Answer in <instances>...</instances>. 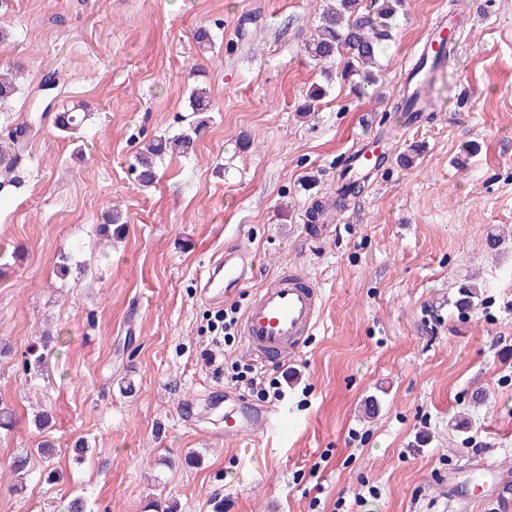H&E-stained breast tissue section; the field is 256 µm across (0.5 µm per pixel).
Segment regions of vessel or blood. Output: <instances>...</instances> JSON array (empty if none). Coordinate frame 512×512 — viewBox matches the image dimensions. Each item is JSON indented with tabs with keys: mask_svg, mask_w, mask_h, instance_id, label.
<instances>
[{
	"mask_svg": "<svg viewBox=\"0 0 512 512\" xmlns=\"http://www.w3.org/2000/svg\"><path fill=\"white\" fill-rule=\"evenodd\" d=\"M256 266L249 248L225 249L210 264L200 285L201 296L221 302L225 289L246 283ZM323 302L321 289L307 276L284 272L258 289L242 319V334L256 361L276 364L296 353L317 326ZM235 401V408L225 417V435H250L262 428L287 438L285 417L279 410L252 406L241 393Z\"/></svg>",
	"mask_w": 512,
	"mask_h": 512,
	"instance_id": "vessel-or-blood-1",
	"label": "vessel or blood"
}]
</instances>
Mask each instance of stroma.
<instances>
[{"instance_id": "35a3bbf8", "label": "stroma", "mask_w": 512, "mask_h": 512, "mask_svg": "<svg viewBox=\"0 0 512 512\" xmlns=\"http://www.w3.org/2000/svg\"><path fill=\"white\" fill-rule=\"evenodd\" d=\"M323 5L0 0V71L23 69L0 102V141L49 71L64 77L56 108L87 113L74 134L48 117L29 129L0 189V404L16 420L0 432V512H63L77 495L92 512H491L477 491L460 509L448 476L512 467V0H405L372 100L308 57ZM448 15L433 120H383ZM202 29L219 40L199 43ZM314 84L327 94L300 113ZM196 85L205 126L143 185L137 152L195 121ZM381 131L388 162L311 239L312 200ZM111 208L126 229L107 244ZM237 244L257 267L225 305L246 309L284 268L325 297L301 350L266 369L286 394L284 445L261 430L225 438L220 413L182 419L183 400L240 390L235 374L254 362L243 336L215 340L217 308L199 292L212 255ZM468 276L480 296L460 308ZM33 354L43 367L28 379ZM45 441L49 465L35 455ZM26 454L17 490L10 466Z\"/></svg>"}]
</instances>
